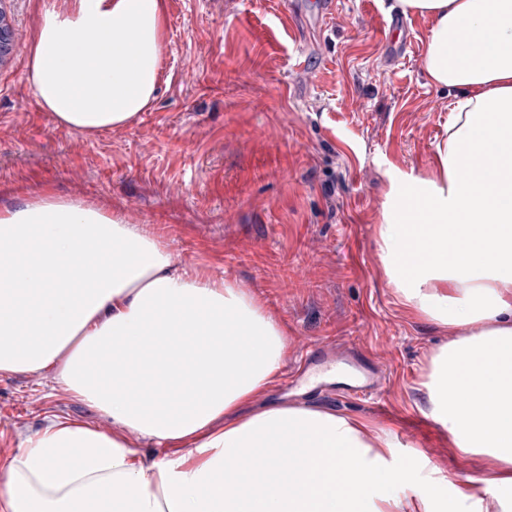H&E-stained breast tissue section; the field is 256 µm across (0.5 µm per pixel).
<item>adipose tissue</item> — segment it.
<instances>
[{
  "mask_svg": "<svg viewBox=\"0 0 512 512\" xmlns=\"http://www.w3.org/2000/svg\"><path fill=\"white\" fill-rule=\"evenodd\" d=\"M397 6L428 22L424 70L457 103L430 176L391 187L379 258L451 335L422 369L429 418L498 473L466 494L388 430L269 400L290 343L250 289L47 195L0 208V374L41 375L112 429L59 418L28 438L0 512H512V0ZM165 50L166 0H44L28 83L93 136L154 104Z\"/></svg>",
  "mask_w": 512,
  "mask_h": 512,
  "instance_id": "ef3b65f1",
  "label": "adipose tissue"
}]
</instances>
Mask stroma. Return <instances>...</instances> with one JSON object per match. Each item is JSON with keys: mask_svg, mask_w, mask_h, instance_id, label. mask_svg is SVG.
<instances>
[{"mask_svg": "<svg viewBox=\"0 0 512 512\" xmlns=\"http://www.w3.org/2000/svg\"><path fill=\"white\" fill-rule=\"evenodd\" d=\"M11 50L0 63V206L43 195L81 198L152 225L177 261L246 285L288 334L286 374L322 343L355 347L384 377L375 400L324 385L310 365L294 401L391 431L457 488L493 470L456 448L427 416L425 357L445 341L399 300L377 230L391 184L428 177L454 96L422 61L428 25L396 0H334L335 17L287 26L319 0H166L157 101L133 124L89 137L42 111L27 81L40 0H7ZM112 422L36 374L0 375V466L54 418Z\"/></svg>", "mask_w": 512, "mask_h": 512, "instance_id": "stroma-1", "label": "stroma"}]
</instances>
